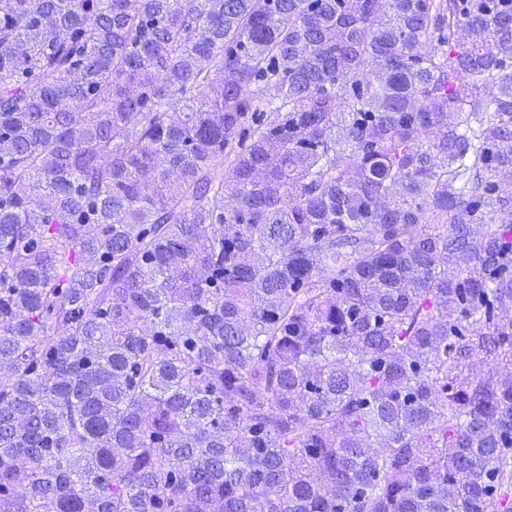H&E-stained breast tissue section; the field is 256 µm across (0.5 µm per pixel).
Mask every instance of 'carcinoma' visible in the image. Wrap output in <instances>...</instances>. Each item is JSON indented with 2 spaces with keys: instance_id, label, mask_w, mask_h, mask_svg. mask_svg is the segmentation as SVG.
<instances>
[{
  "instance_id": "carcinoma-1",
  "label": "carcinoma",
  "mask_w": 512,
  "mask_h": 512,
  "mask_svg": "<svg viewBox=\"0 0 512 512\" xmlns=\"http://www.w3.org/2000/svg\"><path fill=\"white\" fill-rule=\"evenodd\" d=\"M0 512H512V0H0Z\"/></svg>"
}]
</instances>
